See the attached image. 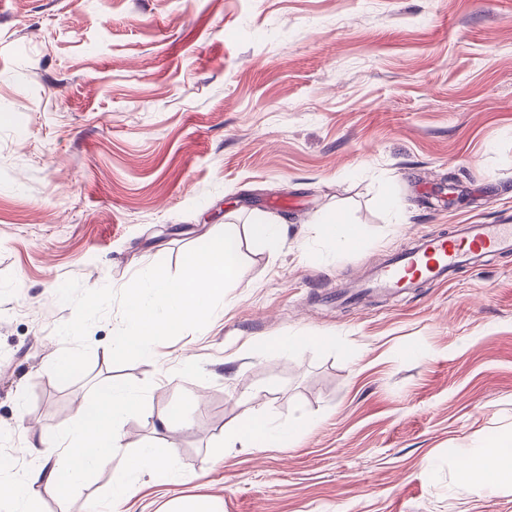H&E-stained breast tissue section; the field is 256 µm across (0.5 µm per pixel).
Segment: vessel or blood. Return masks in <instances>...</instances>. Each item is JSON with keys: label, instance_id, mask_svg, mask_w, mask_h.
I'll list each match as a JSON object with an SVG mask.
<instances>
[{"label": "vessel or blood", "instance_id": "vessel-or-blood-1", "mask_svg": "<svg viewBox=\"0 0 512 512\" xmlns=\"http://www.w3.org/2000/svg\"><path fill=\"white\" fill-rule=\"evenodd\" d=\"M512 252V216L497 224H461L448 234L422 235L391 253L359 287L360 294L412 292L421 283L445 284L483 258Z\"/></svg>", "mask_w": 512, "mask_h": 512}]
</instances>
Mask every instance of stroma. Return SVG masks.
<instances>
[{
  "mask_svg": "<svg viewBox=\"0 0 512 512\" xmlns=\"http://www.w3.org/2000/svg\"><path fill=\"white\" fill-rule=\"evenodd\" d=\"M510 208L512 0H0V475L45 464L20 444L120 381L143 397L127 453L171 446V468L117 505L100 468L39 512H512V482L457 476L512 441V253L334 300L414 236ZM325 211L356 248L313 224ZM263 217L284 246L250 237ZM228 224L242 267L204 329L117 365L112 305L86 373L56 381L65 280L177 273ZM173 405L185 423L162 432ZM250 407L300 429L230 444Z\"/></svg>",
  "mask_w": 512,
  "mask_h": 512,
  "instance_id": "1",
  "label": "stroma"
}]
</instances>
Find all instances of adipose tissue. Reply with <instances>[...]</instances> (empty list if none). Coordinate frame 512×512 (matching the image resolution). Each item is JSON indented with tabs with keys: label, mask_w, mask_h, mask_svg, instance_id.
Instances as JSON below:
<instances>
[{
	"label": "adipose tissue",
	"mask_w": 512,
	"mask_h": 512,
	"mask_svg": "<svg viewBox=\"0 0 512 512\" xmlns=\"http://www.w3.org/2000/svg\"><path fill=\"white\" fill-rule=\"evenodd\" d=\"M140 404L136 390L122 383L112 385L98 405L79 409L62 457L30 471L23 479H0V501L9 502L13 512H36L42 489L71 487L118 456L123 464L112 485V498L119 501L127 497L134 489L129 474L165 469L173 460L172 448L156 445L143 446L132 456L125 454L118 425ZM297 428V423L292 422L287 429H278L265 414L254 410L234 429L233 435L248 447L271 448L285 432L293 433ZM459 477L472 484L491 478L512 480V448H496L485 454L463 457Z\"/></svg>",
	"instance_id": "obj_1"
}]
</instances>
